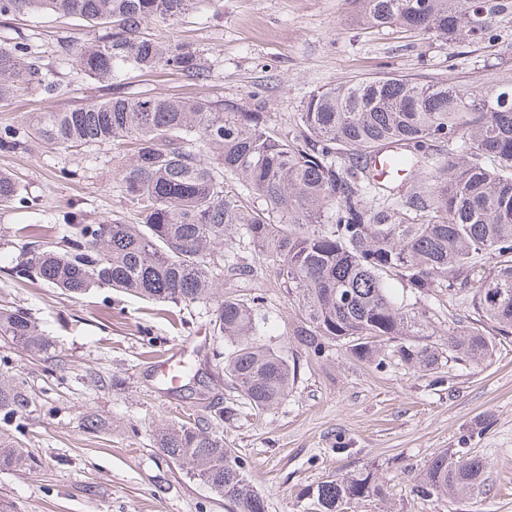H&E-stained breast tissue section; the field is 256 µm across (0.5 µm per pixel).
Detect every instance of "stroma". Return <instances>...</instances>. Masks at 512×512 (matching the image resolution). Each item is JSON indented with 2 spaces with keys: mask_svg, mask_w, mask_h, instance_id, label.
<instances>
[{
  "mask_svg": "<svg viewBox=\"0 0 512 512\" xmlns=\"http://www.w3.org/2000/svg\"><path fill=\"white\" fill-rule=\"evenodd\" d=\"M151 32L157 41L199 50L208 81L129 71L108 87L59 64L97 39L100 28L52 14L0 18V45H27L60 84L52 98L22 89L1 101L0 128L120 93L232 101L265 112L268 125L285 134L312 90L360 77L512 80V28L497 29L490 42L450 48L435 37L362 25L350 0H204L178 22L152 24ZM129 156L119 141L0 154V170L28 199L0 207V303L27 310L62 358L55 366L0 338V361L36 400L23 429L0 419V435L22 442L37 461L29 470L0 471V512H229L152 437L158 425L205 419L210 406L239 400L213 358L224 340L210 331V308L154 304L109 288L75 299L11 273L27 226L56 239L76 213L86 224L115 215L136 223L118 176ZM257 253L241 241L251 271L225 280L224 289L261 298L262 341L294 362L296 377L279 405L260 413L240 407L217 432L241 457L267 512H313L304 489L368 467L383 477L389 500L360 501L350 512H512V335L495 337L486 364L451 361L437 376L396 363L376 368L339 346L318 359L296 347L290 333L297 306ZM174 354L198 369V380L173 385L162 378L157 362ZM88 410L104 420L101 432L83 430ZM446 450L483 462L484 482L474 494L418 492L415 475Z\"/></svg>",
  "mask_w": 512,
  "mask_h": 512,
  "instance_id": "stroma-1",
  "label": "stroma"
}]
</instances>
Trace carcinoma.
Segmentation results:
<instances>
[{
	"label": "carcinoma",
	"instance_id": "carcinoma-1",
	"mask_svg": "<svg viewBox=\"0 0 512 512\" xmlns=\"http://www.w3.org/2000/svg\"><path fill=\"white\" fill-rule=\"evenodd\" d=\"M201 0H0V16L48 12L78 18L105 34L69 56L70 69L112 85L128 70L168 69L205 82L201 53L161 45L155 21H176ZM360 21L432 35L452 48L491 38L512 24V0H351ZM20 89L57 93L54 73L23 45H0V101ZM128 138L132 158L119 177L138 223L115 217L46 241L31 233L14 274L76 298L112 288L143 300L211 307L213 333L227 341L224 375L252 410L278 405L295 368L259 343V299L224 292V273L241 267L245 236L273 264L280 286L302 312L292 336L319 356L340 345L382 368L392 360L434 371L450 358L479 366L494 342L484 330L512 333V82L420 84L402 75L365 78L312 91L296 131L283 135L262 112L238 104L162 95L114 96L66 112H41L27 127L0 129V152L35 144L69 149ZM448 152L440 154L443 146ZM398 151L414 171L404 192L371 174L379 153ZM20 196L0 170V206ZM492 260L486 275L475 269ZM396 281L416 300L437 292L468 305L474 324L435 334L426 305L398 300ZM0 337L35 356L52 343L24 309L0 304ZM35 398L18 374L0 373V416L21 420ZM211 419L163 424L157 448L224 497L232 512H265L243 465ZM32 459L17 441L0 439V470H25ZM475 458L443 452L417 475L424 494L466 496L483 482ZM315 512H343L387 489L365 470L304 491Z\"/></svg>",
	"mask_w": 512,
	"mask_h": 512
}]
</instances>
